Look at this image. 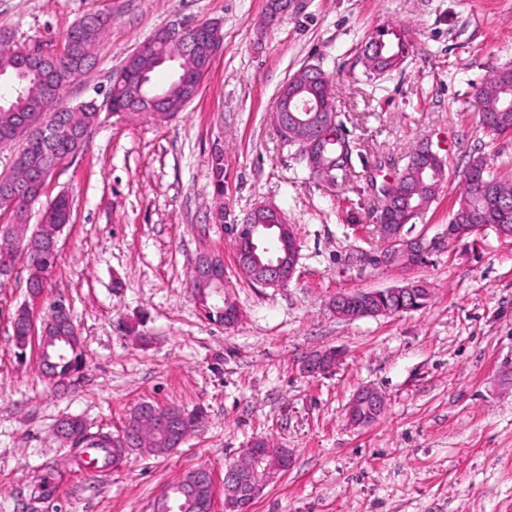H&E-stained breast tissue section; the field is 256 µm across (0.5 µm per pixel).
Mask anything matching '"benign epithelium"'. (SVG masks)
Returning <instances> with one entry per match:
<instances>
[{
    "instance_id": "benign-epithelium-1",
    "label": "benign epithelium",
    "mask_w": 512,
    "mask_h": 512,
    "mask_svg": "<svg viewBox=\"0 0 512 512\" xmlns=\"http://www.w3.org/2000/svg\"><path fill=\"white\" fill-rule=\"evenodd\" d=\"M165 30L171 35L172 42L178 50L167 55L154 58L157 65L178 58L188 60L199 44V32L205 31L209 40L207 52L215 56L222 42L220 27L210 25H169ZM65 55V48L59 47L52 53L34 51L31 59L41 69L47 64L57 61ZM335 113L326 111L322 100L302 98L299 90H288L285 102L272 113V120L278 131L291 141L301 144L308 164L313 168L320 167L319 144L324 131L333 124ZM394 207L388 199H382L375 211V220L379 231L388 238V245L396 249L406 262L407 268L420 263L445 242L453 243L473 233L475 224H450L442 237L431 239L424 235L404 238L401 235L403 225L393 223ZM235 236L236 265L241 273L247 275L254 283L263 287L285 286L293 278L298 264V249L291 245L293 234L278 209L271 204H260L253 208L241 224L230 227ZM216 255L205 253L199 256L193 266V278L196 291L194 296L201 303L211 301L224 303L225 326L235 325L240 318V310L235 302L224 292V278L213 272ZM413 288H388L372 293L360 294L341 293L330 303L337 316H345L349 307H361L363 315H387L389 310L378 304L377 298L382 295L403 296ZM76 329L65 300L58 299L52 310L50 319L43 322L41 328L40 362L44 375L55 376L54 363L48 348L54 345L64 347L69 343L70 333ZM339 359V354L329 351L313 354L303 362V370L310 375L327 372ZM384 411L382 395L373 388L361 390L349 406V419L357 425H366L377 419ZM290 466V455L285 448H268L265 442L255 441L246 449L243 457L224 473V505L231 506L235 512H246L252 502L260 496L264 489L279 479ZM263 470V478H257L258 470ZM185 503L170 501L164 496L158 506V512H179L192 506L201 512H215L214 479L211 471L197 468L189 472L183 482Z\"/></svg>"
}]
</instances>
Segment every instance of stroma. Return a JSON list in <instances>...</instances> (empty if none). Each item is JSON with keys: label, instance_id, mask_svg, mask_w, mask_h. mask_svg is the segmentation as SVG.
<instances>
[{"label": "stroma", "instance_id": "obj_1", "mask_svg": "<svg viewBox=\"0 0 512 512\" xmlns=\"http://www.w3.org/2000/svg\"><path fill=\"white\" fill-rule=\"evenodd\" d=\"M93 12L112 23L63 102L96 100L99 116L29 216L37 225L50 199L69 194L54 275L36 301L25 259L0 279V512H155L164 489L199 467L213 473L222 512L224 469L256 439L288 449L292 463L250 512H512V238L484 227L419 266L367 262L385 245L370 183L393 180L423 143L444 148L454 175L405 236L444 232L470 160L487 158L512 182V132H487L475 103L477 86L512 69V0H295L273 22L267 0H0V31L52 50ZM177 21L221 25L197 97L166 118L111 111L113 71ZM380 33L404 34L408 48L397 68L372 76L363 48ZM307 65L329 75L354 144L347 177L311 172L272 122L279 89ZM268 202L299 248L280 288L238 272L230 232ZM207 252L224 260L242 312L234 327L205 319L189 288ZM410 282L430 290L422 309L345 319L329 308L340 293ZM60 298L84 351L82 380L68 390L41 375L39 336L21 359L13 340L22 305L39 326ZM328 349L340 361L304 373V357ZM366 387L385 409L356 426L347 409ZM144 400L203 408L204 424L179 448H140L104 473L56 434L65 417L118 434ZM47 470L61 478L40 500Z\"/></svg>", "mask_w": 512, "mask_h": 512}]
</instances>
